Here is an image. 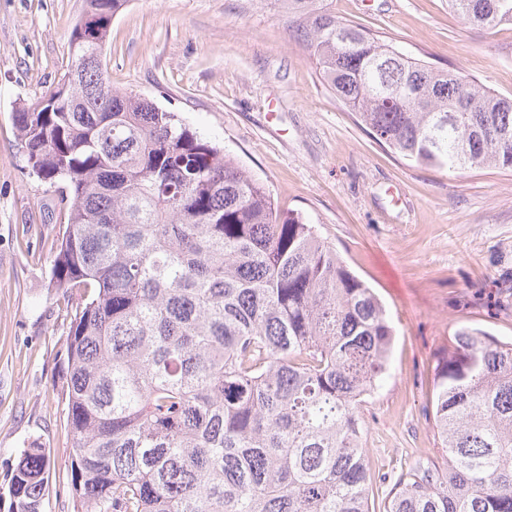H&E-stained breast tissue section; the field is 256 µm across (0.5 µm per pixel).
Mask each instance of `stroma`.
I'll use <instances>...</instances> for the list:
<instances>
[{"mask_svg": "<svg viewBox=\"0 0 512 512\" xmlns=\"http://www.w3.org/2000/svg\"><path fill=\"white\" fill-rule=\"evenodd\" d=\"M400 52L512 99V26L474 28L448 0H327ZM84 0H0V512L22 448L50 452L42 512H74L64 366L70 300L50 281L66 222L29 173L13 112L54 90ZM103 64L113 88L179 113L301 214L376 291L396 336L363 409L381 512L403 470L443 464L430 400L464 326L512 341V171L405 161L323 83L274 0H128Z\"/></svg>", "mask_w": 512, "mask_h": 512, "instance_id": "35a3bbf8", "label": "stroma"}]
</instances>
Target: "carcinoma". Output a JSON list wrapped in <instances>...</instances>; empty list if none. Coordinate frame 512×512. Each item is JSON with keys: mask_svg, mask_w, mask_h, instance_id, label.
Here are the masks:
<instances>
[{"mask_svg": "<svg viewBox=\"0 0 512 512\" xmlns=\"http://www.w3.org/2000/svg\"><path fill=\"white\" fill-rule=\"evenodd\" d=\"M128 0H86L55 102L21 104L27 164L68 212L52 279L81 291L65 406L78 512H371L361 406L395 332L299 215L177 113L112 88L97 56ZM321 78L403 159L512 170V100L397 51L325 0H279ZM473 27L512 0H449ZM445 466L384 512H512V342L460 328L431 399ZM48 451H20L13 512H41Z\"/></svg>", "mask_w": 512, "mask_h": 512, "instance_id": "obj_1", "label": "carcinoma"}]
</instances>
